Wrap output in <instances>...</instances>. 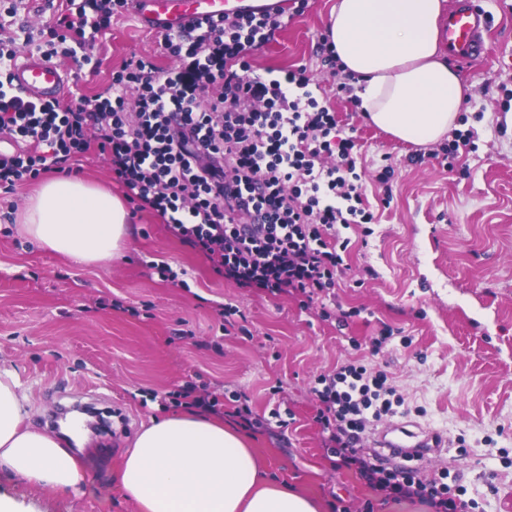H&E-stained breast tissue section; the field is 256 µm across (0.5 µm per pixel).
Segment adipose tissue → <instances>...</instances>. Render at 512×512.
Returning a JSON list of instances; mask_svg holds the SVG:
<instances>
[{"instance_id":"ef3b65f1","label":"adipose tissue","mask_w":512,"mask_h":512,"mask_svg":"<svg viewBox=\"0 0 512 512\" xmlns=\"http://www.w3.org/2000/svg\"><path fill=\"white\" fill-rule=\"evenodd\" d=\"M446 0H336L326 33L345 71L358 78V107L393 138L439 143L469 91L439 50ZM128 212L111 191L56 172L17 213L20 233L75 263L112 259L128 235ZM29 398L16 373L0 367V470L50 489L79 479L69 449L24 427ZM140 512H319L317 501L268 482L264 465L223 422L199 413L150 421L118 471Z\"/></svg>"}]
</instances>
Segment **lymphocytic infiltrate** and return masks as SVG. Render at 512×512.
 Here are the masks:
<instances>
[{
	"label": "lymphocytic infiltrate",
	"mask_w": 512,
	"mask_h": 512,
	"mask_svg": "<svg viewBox=\"0 0 512 512\" xmlns=\"http://www.w3.org/2000/svg\"><path fill=\"white\" fill-rule=\"evenodd\" d=\"M128 0H61L43 30L18 36L0 26V131L17 148L0 154V191L90 148L109 154L112 178L130 201L156 211L171 233L201 252L225 281L277 296H329L345 267L350 238L338 227L376 221L336 114L320 104L305 68L250 76L245 52L266 44L279 16L191 22L165 34L179 60L163 71L126 61L107 91L81 106L33 100L16 91L11 67L23 46L40 56L91 64L99 34ZM315 419L336 469L353 471L384 502L418 501L429 512H477L449 469L425 477L363 447L373 422L392 411L387 374L360 360L337 365L312 389Z\"/></svg>",
	"instance_id": "obj_1"
}]
</instances>
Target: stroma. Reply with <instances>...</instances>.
I'll return each instance as SVG.
<instances>
[{
  "label": "stroma",
  "mask_w": 512,
  "mask_h": 512,
  "mask_svg": "<svg viewBox=\"0 0 512 512\" xmlns=\"http://www.w3.org/2000/svg\"><path fill=\"white\" fill-rule=\"evenodd\" d=\"M336 0H309L284 17L269 42L251 50L256 74L274 78L306 67L340 129L356 128L370 227H356L337 309L322 316L301 296L236 287L144 209L130 215L118 255L78 267L21 236L10 219L34 183L0 192V365L30 393L31 428L60 438L81 477L51 491L0 471V495L22 512H138L115 482L125 451L151 419L176 414L170 393L193 384L225 407L246 399L264 429L247 432L271 480L307 490L322 512L343 502L363 512L372 492L336 470L323 448L312 388L337 363L366 358L385 370L402 401L394 421L446 439L434 462L462 475L483 512H512V0H481L493 17L487 54L457 67L470 89L458 130L476 149L448 171L411 162L418 146L369 123L354 99L337 97L317 51ZM98 68L61 59L66 103L104 93L113 69L147 56L161 69L177 61L163 35L132 13L97 40ZM395 173L389 207L376 177ZM170 264L178 280L154 264ZM232 316L221 313L222 306ZM392 337L380 352L372 338Z\"/></svg>",
  "instance_id": "1"
}]
</instances>
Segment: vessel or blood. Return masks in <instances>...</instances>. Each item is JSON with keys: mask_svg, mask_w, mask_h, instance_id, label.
<instances>
[{"mask_svg": "<svg viewBox=\"0 0 512 512\" xmlns=\"http://www.w3.org/2000/svg\"><path fill=\"white\" fill-rule=\"evenodd\" d=\"M132 11L145 26L162 32L180 30L189 21L217 19L224 15L284 14V0H131ZM491 26L490 16L476 0H457L442 26V40L450 55L460 64H468L485 51L483 34ZM13 85L26 96L49 100L56 98L66 85L65 71L54 63L22 53L11 69ZM374 447L409 451L421 449L431 454L442 448L443 438L427 432L416 435L404 424L394 423L381 431Z\"/></svg>", "mask_w": 512, "mask_h": 512, "instance_id": "vessel-or-blood-1", "label": "vessel or blood"}]
</instances>
